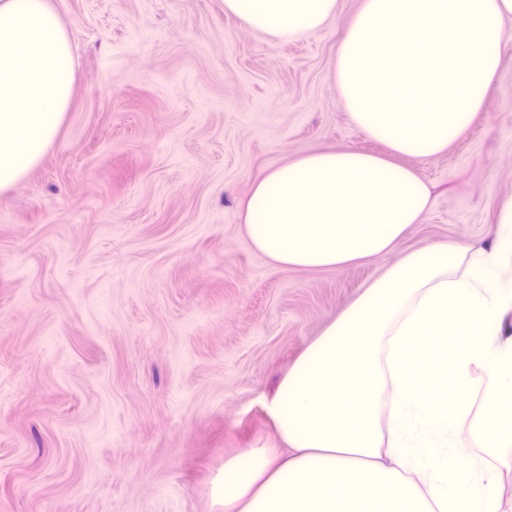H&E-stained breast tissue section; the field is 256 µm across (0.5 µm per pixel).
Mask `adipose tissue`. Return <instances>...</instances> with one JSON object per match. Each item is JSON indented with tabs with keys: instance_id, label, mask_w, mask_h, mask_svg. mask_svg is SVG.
<instances>
[{
	"instance_id": "1",
	"label": "adipose tissue",
	"mask_w": 512,
	"mask_h": 512,
	"mask_svg": "<svg viewBox=\"0 0 512 512\" xmlns=\"http://www.w3.org/2000/svg\"><path fill=\"white\" fill-rule=\"evenodd\" d=\"M338 0H224L288 42ZM512 0H359L333 79L383 155L324 147L256 180L244 231L273 263L384 259L427 210L407 159L441 154L489 107ZM494 236L405 251L293 362L268 404L278 442L225 462L222 512H512V186Z\"/></svg>"
}]
</instances>
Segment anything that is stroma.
<instances>
[{
	"mask_svg": "<svg viewBox=\"0 0 512 512\" xmlns=\"http://www.w3.org/2000/svg\"><path fill=\"white\" fill-rule=\"evenodd\" d=\"M76 85L52 148L0 194V512H217L225 461L307 344L381 263L274 265L239 204L326 146L381 154L332 75L359 0L290 42L224 0H55ZM497 95L444 154L392 257L492 236L512 184V44Z\"/></svg>",
	"mask_w": 512,
	"mask_h": 512,
	"instance_id": "stroma-1",
	"label": "stroma"
}]
</instances>
